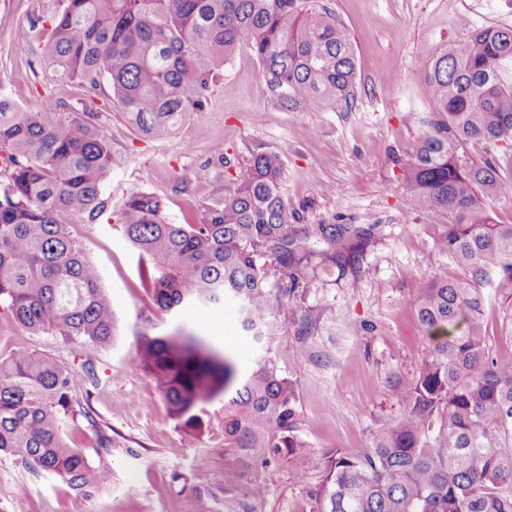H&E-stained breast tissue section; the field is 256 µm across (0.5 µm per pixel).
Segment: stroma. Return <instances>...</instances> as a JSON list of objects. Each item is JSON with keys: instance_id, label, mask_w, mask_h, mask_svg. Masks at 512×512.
<instances>
[{"instance_id": "obj_1", "label": "stroma", "mask_w": 512, "mask_h": 512, "mask_svg": "<svg viewBox=\"0 0 512 512\" xmlns=\"http://www.w3.org/2000/svg\"><path fill=\"white\" fill-rule=\"evenodd\" d=\"M468 11L463 0H318L348 29L356 50L355 98L348 111L291 112L274 99L258 61L239 52L206 107L162 139L132 128L110 89L98 97L99 126L112 143V175L103 188L112 208L131 193L161 197L171 222L192 221L220 199L259 153L284 162L282 191L303 224H373L377 231L360 272L339 275L319 266L297 291V304L275 336L271 357L295 385L302 452L269 463L250 461L234 485L224 470L235 458L224 448V402L206 404L205 427L189 433L167 415L154 379L135 362L147 337L177 325L235 351L242 371L254 365L249 337L239 334L236 305L190 306L168 315L139 276V259L119 224H71L86 246L112 301L111 343L74 352L52 336H33L0 316V355L23 347L70 368L92 421L69 430L72 446L110 480L85 495L49 475H36L0 454V512H177L184 498L199 512H309L319 465L336 453L354 455L394 426L406 409L399 379L417 373L431 348L414 305L418 287L455 276L458 267L434 240L449 217L414 209L396 160L411 150L431 111L423 65L442 49L463 44L477 29L512 28V0H485ZM61 0H0V91L33 110L45 96L81 108L84 88L40 64L46 30L39 16ZM92 361L97 385L85 381ZM112 439L99 448V434ZM303 480H296V473ZM261 474L263 494L253 476Z\"/></svg>"}]
</instances>
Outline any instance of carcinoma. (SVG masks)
Segmentation results:
<instances>
[{
  "mask_svg": "<svg viewBox=\"0 0 512 512\" xmlns=\"http://www.w3.org/2000/svg\"><path fill=\"white\" fill-rule=\"evenodd\" d=\"M41 59L87 95L108 82L112 100L139 132L164 138L205 108L212 84L247 51L279 104L292 111L348 109L356 53L346 26L314 0H64L49 19ZM512 29L486 27L423 68L433 111L411 152L397 160L407 205L448 212L435 238L460 273L421 285L415 308L432 340L419 373L399 382L405 415L372 447L336 454L310 492V512H512V354L484 335L486 267L512 295V224L486 200H512V178L495 158L467 157L471 143L512 140ZM54 98L22 109L0 93V309L34 335L56 336L81 352L108 345L115 314L101 274L69 225L93 224L107 201L112 147L93 109L63 115ZM277 153L254 157L224 196L194 223L174 224L158 197L131 194L118 224L139 256L155 304L239 306L242 331L261 354L240 374L233 358L197 336L147 338L138 362L154 378L170 418L202 429L203 405L224 401V447L268 463L304 448L295 388L268 350L282 309L306 286L311 259L355 272L374 224H298L282 192ZM270 257L280 281L268 288ZM91 418L72 372L26 348L0 357V453L61 479L79 495L107 483L68 443V429Z\"/></svg>",
  "mask_w": 512,
  "mask_h": 512,
  "instance_id": "obj_1",
  "label": "carcinoma"
}]
</instances>
